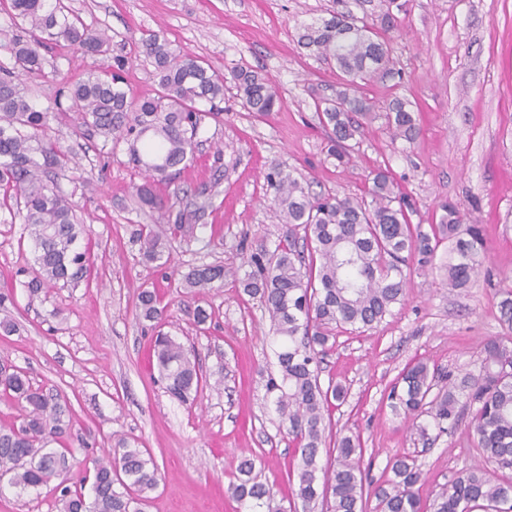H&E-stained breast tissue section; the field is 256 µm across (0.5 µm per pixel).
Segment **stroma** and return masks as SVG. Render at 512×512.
I'll return each instance as SVG.
<instances>
[{
	"label": "stroma",
	"mask_w": 512,
	"mask_h": 512,
	"mask_svg": "<svg viewBox=\"0 0 512 512\" xmlns=\"http://www.w3.org/2000/svg\"><path fill=\"white\" fill-rule=\"evenodd\" d=\"M85 26L106 31L111 52L127 60L124 78L135 98L153 96L157 83L138 51L143 33L163 31L175 46L220 73L242 65L267 74L282 107L259 117L242 107L234 89L224 97L223 122L204 118L195 161L160 186L170 212L192 216V228L167 245L165 266L143 264L138 231L161 223L160 213L139 209L132 186L141 175L127 163L124 145L111 146L77 131L71 117L52 121L50 133L70 149L81 179L62 181L89 231L77 249H89V277L30 296L26 283L35 246L0 209V363L23 370L33 385L58 394L72 410L62 440L70 447L63 477L70 486L92 461L126 443L155 461L158 486L147 512H248L228 493L243 457L253 458L276 502L287 504L296 482L289 471L292 445L279 430L269 377L277 375L276 338L259 298L243 293L235 277L251 254L274 249L288 227L266 202L264 176L277 163L313 191L365 195L377 168L389 166L415 203L412 223H437L443 203L457 206L465 223L480 224L485 268L512 275V0H398L401 25L390 34L394 70L362 83L359 94L376 105L411 102L420 134L414 143L392 140L383 120L364 125L349 163L327 153L328 134L314 101L332 97L341 81L336 67L298 44L304 25L337 9L375 23L384 0H64ZM103 57L46 53L32 94L47 104L64 83L98 69ZM225 167L216 180L217 167ZM213 183V205L202 208L196 188ZM440 246L432 266L410 267L403 304L365 328L338 330L320 362L322 383L345 386L343 403L325 414L331 428L356 434L367 480L387 476L397 453L415 455L424 480L421 505L429 512L441 484L480 460L468 427L471 411L459 393L462 420L454 434H437L429 416L409 422L393 408L390 387L406 364L424 361L439 375L478 377L481 347L500 336L499 298L485 276L468 288H448ZM221 264L231 270L198 303L180 299L175 271ZM160 289L170 307L163 332L193 349L209 384L182 402L150 366L154 331L138 316L141 289ZM207 310L197 324L196 307ZM428 434H420V427ZM0 512H62L55 484L17 495L0 484Z\"/></svg>",
	"instance_id": "1"
}]
</instances>
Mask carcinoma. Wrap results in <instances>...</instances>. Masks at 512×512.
<instances>
[{"label": "carcinoma", "instance_id": "obj_1", "mask_svg": "<svg viewBox=\"0 0 512 512\" xmlns=\"http://www.w3.org/2000/svg\"><path fill=\"white\" fill-rule=\"evenodd\" d=\"M16 20V33L4 48L10 65L0 64V209L11 222L21 221L37 251V269L27 282L35 296L59 284L77 285L88 276L87 254L74 248L83 225L75 222L74 204L58 182L68 177L71 159L49 135L50 120L73 114L80 126L104 142L127 145L130 162L144 172L134 187L141 207L165 208L158 185L177 174V167L194 162L201 124L198 105L218 119L224 112L226 77L203 61L181 51L162 32L153 31L140 42L158 82L154 96L135 100L122 86L119 71L125 57L66 83L47 107L33 103L25 80L43 73L45 53L79 49L86 55H105L111 38L85 27L64 0H0V8ZM398 28L397 19L383 14L381 29L357 25L352 16L336 12L304 27L298 43L316 58L333 63L345 76L331 99L315 103L319 122L331 130L328 155L340 164L348 158V141L359 132V119L374 115V106L357 95L358 85L391 71L384 35ZM231 80L242 105L266 116L282 104L275 83L247 67L232 70ZM392 139L413 143L419 134L408 102L394 99L382 113ZM270 207L288 236L271 252L250 257L251 270L241 278L243 291L260 299L278 337L279 376L268 380L280 425L294 445L296 486L290 512H363L364 473L360 436H336L334 462L320 464L326 446L324 412L329 401L343 398L338 385L322 386L319 359L335 331L371 327L402 303L408 284L407 260L425 268L443 242L451 244L445 266L448 287L462 290L483 264L482 230L462 227L463 216L448 202L439 223L411 224L413 207L395 191L389 167L380 168L362 197L313 195L291 173L274 164L265 174ZM186 217L172 224H147L139 232L140 251L148 263L163 258L170 237L186 231ZM219 264H202L182 274L179 287L196 296L224 282ZM500 321L507 335L482 346L484 373L429 397L437 374L427 364L407 365L391 388L394 408L407 418L426 412L440 434L458 426L456 391L468 392L474 410L469 437L480 456L501 469H512V276L495 277ZM140 317L160 323L168 305L155 290L137 297ZM152 357L167 391L185 400L207 382L184 345L171 336H155ZM0 388L26 403L18 426L0 428V479L8 478L18 494L37 491L60 477L65 453L49 444L63 433L70 409L57 397L33 386L27 375L0 365ZM390 476L374 489L376 512H420L417 485L423 480L416 457L400 453L389 460ZM255 463L244 459L228 492L249 503L251 512H285L274 504L269 484L254 475ZM157 465L138 448H115L112 456L94 461L92 501L82 491L61 488L64 512H142L147 493L157 486ZM433 512H512V477L496 478L483 466L467 469L440 486Z\"/></svg>", "mask_w": 512, "mask_h": 512}]
</instances>
